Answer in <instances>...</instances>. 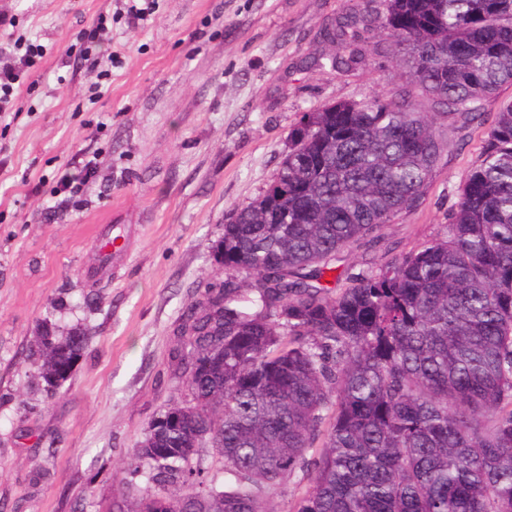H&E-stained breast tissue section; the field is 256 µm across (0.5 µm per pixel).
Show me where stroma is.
<instances>
[{
  "label": "stroma",
  "instance_id": "stroma-1",
  "mask_svg": "<svg viewBox=\"0 0 512 512\" xmlns=\"http://www.w3.org/2000/svg\"><path fill=\"white\" fill-rule=\"evenodd\" d=\"M380 9L154 0L137 23L127 0H0V48L30 58L0 118V512H110L130 450L185 396L174 331L216 282L226 216L267 188L305 112L411 85L367 24L352 67L325 61L326 28ZM95 26L108 43L84 37ZM510 97L485 100L482 121L438 122L444 154L420 205L337 254L324 286L442 234ZM89 161L94 175L58 193L60 169ZM45 323L89 335L52 397L32 358Z\"/></svg>",
  "mask_w": 512,
  "mask_h": 512
}]
</instances>
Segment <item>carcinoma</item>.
Instances as JSON below:
<instances>
[{"mask_svg": "<svg viewBox=\"0 0 512 512\" xmlns=\"http://www.w3.org/2000/svg\"><path fill=\"white\" fill-rule=\"evenodd\" d=\"M374 22L432 100L473 122L512 86V0H382ZM347 16L326 30L339 69L357 60ZM433 116L411 90L303 115L266 190L224 222V280L179 329L187 400L150 423L123 468L146 478L112 512H512V98L443 235L339 290L336 254L418 205L442 160ZM74 328L33 353L47 393L75 372ZM224 479L192 465L205 442Z\"/></svg>", "mask_w": 512, "mask_h": 512, "instance_id": "carcinoma-1", "label": "carcinoma"}]
</instances>
